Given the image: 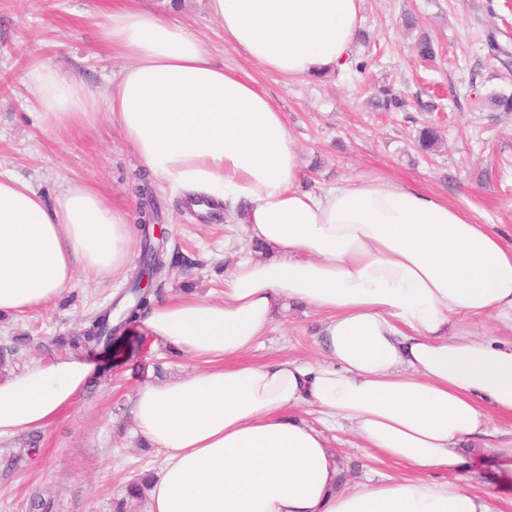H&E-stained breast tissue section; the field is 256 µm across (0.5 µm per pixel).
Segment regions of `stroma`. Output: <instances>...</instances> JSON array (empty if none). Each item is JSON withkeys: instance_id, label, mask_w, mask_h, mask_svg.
<instances>
[{"instance_id": "stroma-1", "label": "stroma", "mask_w": 512, "mask_h": 512, "mask_svg": "<svg viewBox=\"0 0 512 512\" xmlns=\"http://www.w3.org/2000/svg\"><path fill=\"white\" fill-rule=\"evenodd\" d=\"M112 0H0V172L29 182L45 201L81 183L138 211L139 169L113 128L107 111L88 124L47 131L27 88V74L48 61L79 74L104 97L123 61L103 34V14ZM147 10H171L174 19L212 51L225 70L245 72L285 113L298 151L301 185L309 190L365 174H377L438 193L477 223L512 233V112L485 109L491 94L512 95V0H365L367 43L352 56L363 73L341 70L322 80H288L244 59L224 43L222 24L207 0H139ZM417 24L406 28L404 16ZM428 33L438 46L433 64L420 62L416 43ZM495 33L507 61L489 58L485 39ZM392 86L409 101L388 112L370 101L377 88ZM425 125L444 139L433 154L415 142ZM159 224L166 231L168 269L158 297L184 290L220 298L238 255L253 246L237 210L204 211L186 195L155 188ZM128 276L98 283L78 279L57 301L17 314L0 315V348L11 354L0 377L33 360L64 356L56 336L78 334L84 317L125 291ZM320 313L301 303L279 309L251 361H323L317 331ZM154 345L138 328L114 341L112 366L95 375L78 401L49 428L0 435V512H28L32 497L51 502L52 512H114L123 487L156 471L157 451L135 436L128 397L146 377H168L192 366ZM348 480L418 479L417 471L360 448L347 432L328 435ZM477 460L464 484L489 493L493 512H512V480L502 481L492 453L476 448Z\"/></svg>"}]
</instances>
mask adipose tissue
I'll return each mask as SVG.
<instances>
[{"label": "adipose tissue", "instance_id": "1", "mask_svg": "<svg viewBox=\"0 0 512 512\" xmlns=\"http://www.w3.org/2000/svg\"><path fill=\"white\" fill-rule=\"evenodd\" d=\"M364 0H207L224 42L290 79L341 68ZM104 32L126 63L104 98L77 76L34 66L27 83L47 129L92 122L106 106L139 166L171 190L243 205L250 239L224 297L155 302L154 343L197 359L145 380L129 402L144 443L163 456L146 512H491L460 481L465 446L512 418V341L466 323L512 315V244L437 194L382 176L311 192L283 112L248 76L218 65L187 28L135 0H112ZM129 212L93 188L46 205L0 176V313L48 305L77 273H124ZM323 315L321 362L244 361L283 301ZM81 355L37 360L0 378V433L50 426L94 376ZM314 407L319 426L296 416ZM420 474L356 487L340 480L324 435Z\"/></svg>", "mask_w": 512, "mask_h": 512}]
</instances>
